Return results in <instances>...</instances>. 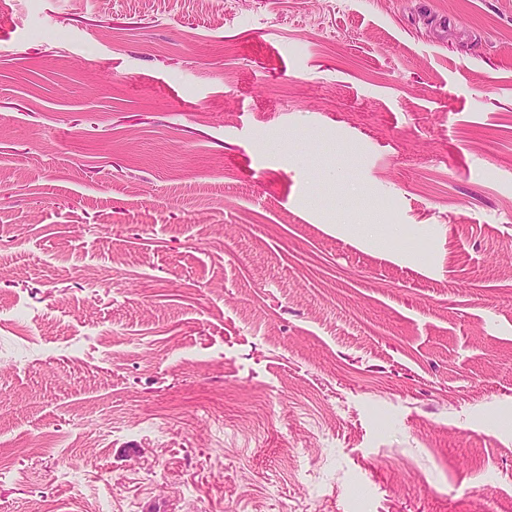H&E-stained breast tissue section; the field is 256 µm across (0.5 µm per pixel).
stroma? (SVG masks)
I'll use <instances>...</instances> for the list:
<instances>
[{"mask_svg": "<svg viewBox=\"0 0 512 512\" xmlns=\"http://www.w3.org/2000/svg\"><path fill=\"white\" fill-rule=\"evenodd\" d=\"M1 365L0 512H512V0H6Z\"/></svg>", "mask_w": 512, "mask_h": 512, "instance_id": "obj_1", "label": "stroma"}]
</instances>
